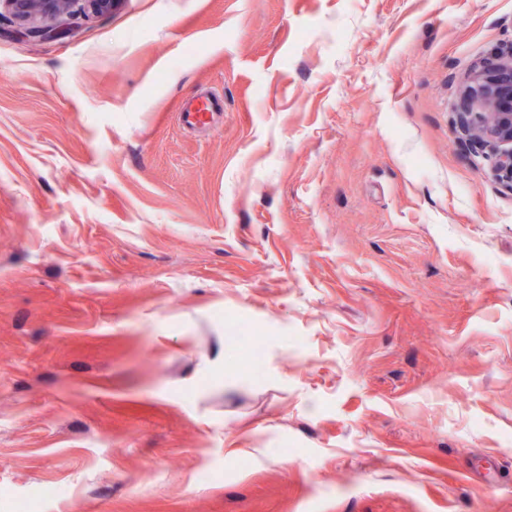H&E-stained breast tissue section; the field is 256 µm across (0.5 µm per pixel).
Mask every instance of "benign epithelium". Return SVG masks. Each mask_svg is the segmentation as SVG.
<instances>
[{
    "mask_svg": "<svg viewBox=\"0 0 512 512\" xmlns=\"http://www.w3.org/2000/svg\"><path fill=\"white\" fill-rule=\"evenodd\" d=\"M72 0H0L22 18L67 13ZM463 125L472 141L496 148V168L512 180V51L469 77L461 103Z\"/></svg>",
    "mask_w": 512,
    "mask_h": 512,
    "instance_id": "7a95c632",
    "label": "benign epithelium"
}]
</instances>
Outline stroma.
Listing matches in <instances>:
<instances>
[{
  "label": "stroma",
  "mask_w": 512,
  "mask_h": 512,
  "mask_svg": "<svg viewBox=\"0 0 512 512\" xmlns=\"http://www.w3.org/2000/svg\"><path fill=\"white\" fill-rule=\"evenodd\" d=\"M39 25L0 9V512H512V182L458 118L512 0ZM218 106V102L209 96L200 97L195 103L189 104L183 109L185 121L192 126L203 124L206 115L215 112Z\"/></svg>",
  "instance_id": "35a3bbf8"
}]
</instances>
